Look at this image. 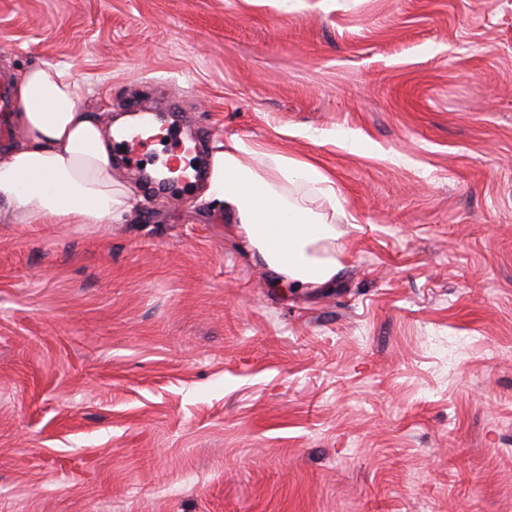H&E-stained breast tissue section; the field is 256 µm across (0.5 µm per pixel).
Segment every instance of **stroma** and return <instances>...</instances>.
<instances>
[{
	"mask_svg": "<svg viewBox=\"0 0 512 512\" xmlns=\"http://www.w3.org/2000/svg\"><path fill=\"white\" fill-rule=\"evenodd\" d=\"M315 164L279 282L201 186L0 210V512H512V0H0V72Z\"/></svg>",
	"mask_w": 512,
	"mask_h": 512,
	"instance_id": "35a3bbf8",
	"label": "stroma"
}]
</instances>
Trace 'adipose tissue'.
<instances>
[{"label": "adipose tissue", "mask_w": 512, "mask_h": 512, "mask_svg": "<svg viewBox=\"0 0 512 512\" xmlns=\"http://www.w3.org/2000/svg\"><path fill=\"white\" fill-rule=\"evenodd\" d=\"M23 136L0 157V207L19 224H109L132 216L130 190L113 176L112 134L79 105L66 64L44 63L15 78ZM259 158L260 167L241 158ZM206 198L224 211L282 282L316 288L340 269L328 245L336 231L312 208L335 201L333 182L312 164L234 140L215 152Z\"/></svg>", "instance_id": "adipose-tissue-1"}]
</instances>
